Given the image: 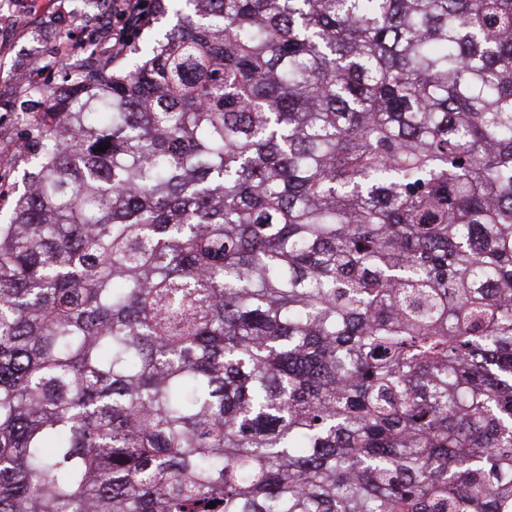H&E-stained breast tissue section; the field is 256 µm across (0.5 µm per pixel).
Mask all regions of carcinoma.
I'll list each match as a JSON object with an SVG mask.
<instances>
[{
    "label": "carcinoma",
    "instance_id": "carcinoma-1",
    "mask_svg": "<svg viewBox=\"0 0 512 512\" xmlns=\"http://www.w3.org/2000/svg\"><path fill=\"white\" fill-rule=\"evenodd\" d=\"M186 2L24 85L0 512H512V0ZM163 3L168 7V10L162 14L159 13L160 9L158 8L152 20L139 38L140 45L153 41L155 38H161L163 34H165L167 31L172 29L174 25H176L177 16L173 11L172 5L177 4L175 8L179 9L184 4V2L164 0Z\"/></svg>",
    "mask_w": 512,
    "mask_h": 512
}]
</instances>
